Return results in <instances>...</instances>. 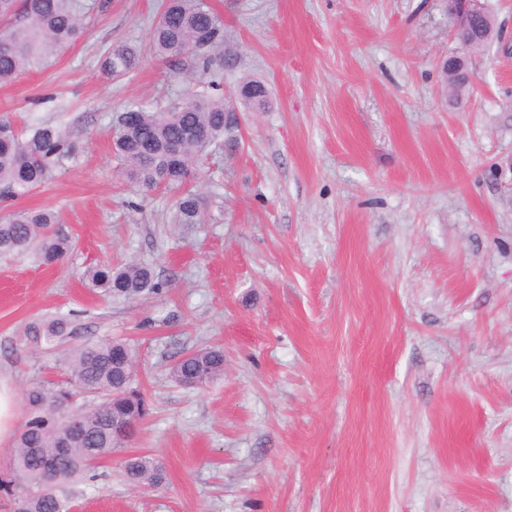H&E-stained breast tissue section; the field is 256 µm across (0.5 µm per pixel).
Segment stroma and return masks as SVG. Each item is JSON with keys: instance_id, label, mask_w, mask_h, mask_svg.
I'll use <instances>...</instances> for the list:
<instances>
[{"instance_id": "stroma-1", "label": "stroma", "mask_w": 512, "mask_h": 512, "mask_svg": "<svg viewBox=\"0 0 512 512\" xmlns=\"http://www.w3.org/2000/svg\"><path fill=\"white\" fill-rule=\"evenodd\" d=\"M74 3L86 34L0 86V116L80 146L16 202L57 211L72 249L0 259V379L21 428L61 357L24 327L65 314L71 344L135 346L151 413L71 512H512V0H482L501 38L471 53L458 98L440 76L444 0H212L240 49L224 88L260 77L272 104L244 109L234 158L200 163L207 220L189 226L173 195L116 171L112 125L208 76L147 55L108 80L106 50L146 44L157 0ZM108 260L162 289L101 295L83 274ZM211 347L222 377L172 379ZM140 454L161 485L124 481ZM224 374L220 348L184 352L172 366L175 381L187 387L203 386Z\"/></svg>"}]
</instances>
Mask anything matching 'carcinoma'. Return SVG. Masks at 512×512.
Returning <instances> with one entry per match:
<instances>
[{
  "mask_svg": "<svg viewBox=\"0 0 512 512\" xmlns=\"http://www.w3.org/2000/svg\"><path fill=\"white\" fill-rule=\"evenodd\" d=\"M481 11L475 29L455 37L457 47L441 60L443 80L456 84L455 57L459 51L483 48L486 20ZM85 30L84 19L73 0H0V85L13 83L19 74L44 60L58 56L75 44ZM147 53L165 62L175 72L189 66L204 73L231 71L239 56L224 43V20L209 0H163L161 13L149 34ZM142 59L141 48L114 44L104 55L102 72L114 80L132 72ZM264 81L247 79L226 97L212 92L216 80L203 90L188 89L183 97L161 110L132 103L115 120L114 156L120 175L138 192L162 188L177 194L175 221L202 224L205 221L198 195L191 185L196 163L223 143L238 146V127L228 113L238 111L233 100L253 110L271 103L270 92L251 98L241 94ZM78 153V144L58 125L42 122L19 130L0 118V200L25 196L45 184L54 170ZM58 215L48 209H20L0 220V259L34 251L50 264L63 259L72 248L59 234ZM89 286L109 297L133 299L159 289L153 270L139 263L114 266L106 261L85 273ZM70 320L55 315L29 323L24 336L34 348L54 351L64 348V379L27 393L29 417L15 440L13 467L18 481L11 488L14 506L23 512H69L65 487L86 481L95 464L112 456L134 437L137 424L149 415L142 409L146 399L136 386L135 353L122 340L105 337L70 346ZM224 374V351L220 348L184 352L172 366L175 381L187 387L203 386ZM122 387L131 391L123 423L124 439L112 432V393ZM82 396L88 399L78 411L62 414L61 404ZM71 438L69 456L56 477L46 483L42 458H52L66 438ZM124 475L135 486L155 487L164 473L147 454L125 460Z\"/></svg>",
  "mask_w": 512,
  "mask_h": 512,
  "instance_id": "cac0c4a2",
  "label": "carcinoma"
}]
</instances>
